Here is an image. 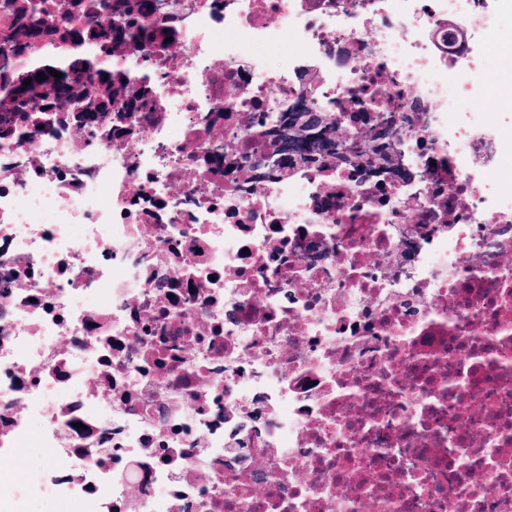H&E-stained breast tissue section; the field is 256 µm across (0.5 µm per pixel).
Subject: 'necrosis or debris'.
Masks as SVG:
<instances>
[{
    "mask_svg": "<svg viewBox=\"0 0 512 512\" xmlns=\"http://www.w3.org/2000/svg\"><path fill=\"white\" fill-rule=\"evenodd\" d=\"M165 8L185 51L120 139L70 118L0 139V457L35 429L44 450L0 512H512V142L471 106L512 70V0ZM310 68L322 104L381 75L420 105L415 218L402 182L225 174L239 113Z\"/></svg>",
    "mask_w": 512,
    "mask_h": 512,
    "instance_id": "4bbe7bcc",
    "label": "necrosis or debris"
}]
</instances>
